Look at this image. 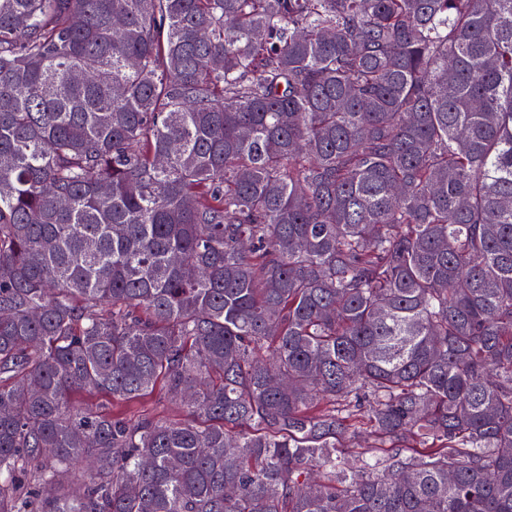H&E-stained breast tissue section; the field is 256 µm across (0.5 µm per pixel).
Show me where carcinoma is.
Wrapping results in <instances>:
<instances>
[{
	"mask_svg": "<svg viewBox=\"0 0 512 512\" xmlns=\"http://www.w3.org/2000/svg\"><path fill=\"white\" fill-rule=\"evenodd\" d=\"M0 512H512V0H0ZM128 416L132 419H139L144 417L155 418H180L181 412L175 406L168 402L161 401L158 397L148 398L135 407L128 410Z\"/></svg>",
	"mask_w": 512,
	"mask_h": 512,
	"instance_id": "1",
	"label": "carcinoma"
}]
</instances>
